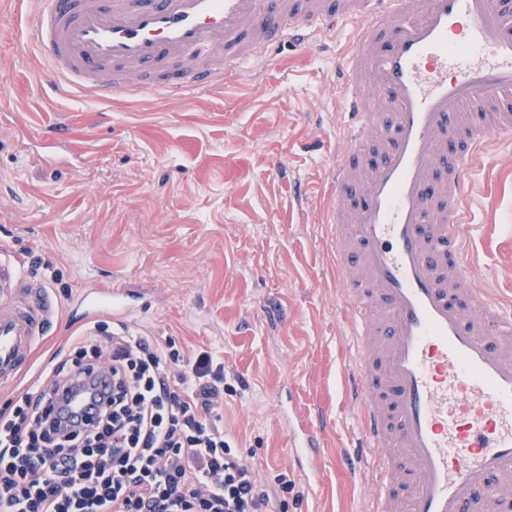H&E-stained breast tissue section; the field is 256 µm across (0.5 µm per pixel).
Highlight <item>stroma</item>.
Masks as SVG:
<instances>
[{"instance_id":"35a3bbf8","label":"stroma","mask_w":512,"mask_h":512,"mask_svg":"<svg viewBox=\"0 0 512 512\" xmlns=\"http://www.w3.org/2000/svg\"><path fill=\"white\" fill-rule=\"evenodd\" d=\"M29 6L0 7V251L32 279L58 275L67 304L85 276L144 289L133 324L186 351L213 348L234 381L221 420L271 488L269 512H369L363 475L336 467L359 432L342 396L348 330L323 223L324 179L340 142L332 103L347 34L317 50L284 45L259 78L196 93L50 99L35 56L20 59ZM66 136L54 167L38 156ZM288 178L274 175V165ZM476 283L512 302V136L469 171ZM291 390L328 440L308 474L279 408Z\"/></svg>"}]
</instances>
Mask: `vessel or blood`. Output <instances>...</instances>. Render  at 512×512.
<instances>
[{"label":"vessel or blood","instance_id":"b4317fda","mask_svg":"<svg viewBox=\"0 0 512 512\" xmlns=\"http://www.w3.org/2000/svg\"><path fill=\"white\" fill-rule=\"evenodd\" d=\"M348 32L343 138L325 222L352 337L347 376L370 512H512V305L475 285L467 166L512 133V0H37L53 97L223 87L284 42ZM121 282L86 278L65 310L0 253V382L21 383L66 316L129 320ZM291 448L326 431L288 420Z\"/></svg>","mask_w":512,"mask_h":512}]
</instances>
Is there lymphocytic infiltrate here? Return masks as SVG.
I'll list each match as a JSON object with an SVG mask.
<instances>
[{"mask_svg":"<svg viewBox=\"0 0 512 512\" xmlns=\"http://www.w3.org/2000/svg\"><path fill=\"white\" fill-rule=\"evenodd\" d=\"M42 377L0 405V512H266V485L216 422L229 385L211 351L97 320ZM76 387L91 418L57 400Z\"/></svg>","mask_w":512,"mask_h":512,"instance_id":"obj_1","label":"lymphocytic infiltrate"}]
</instances>
